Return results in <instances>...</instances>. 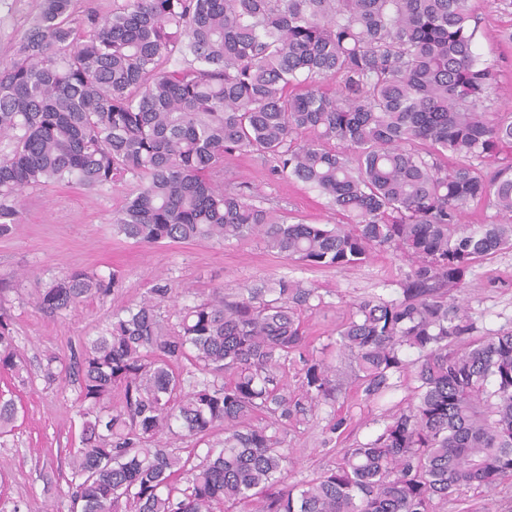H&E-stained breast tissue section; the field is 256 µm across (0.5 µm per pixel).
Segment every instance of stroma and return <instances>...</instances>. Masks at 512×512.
<instances>
[{
    "instance_id": "35a3bbf8",
    "label": "stroma",
    "mask_w": 512,
    "mask_h": 512,
    "mask_svg": "<svg viewBox=\"0 0 512 512\" xmlns=\"http://www.w3.org/2000/svg\"><path fill=\"white\" fill-rule=\"evenodd\" d=\"M41 2L0 0V62L10 60ZM478 6V50L495 75L489 108L512 112V45L496 38L498 30L512 29V9L500 8L496 0H478ZM224 174L287 208L296 221H347L318 191L274 173L271 162L262 157L226 156ZM126 193L122 186L89 191L76 184L26 189L22 224L16 233L0 237V316L11 320L17 352L30 369L23 382L0 370V391L18 408L14 431L0 438V474L6 477L0 486V512H11L16 505L21 512H70L64 477L66 451L79 445V388L68 379L47 381L41 368L49 354L69 360L73 351L105 329L116 309L165 286L171 293L161 312L174 322L183 307L207 297L213 288L234 293L259 279L285 275L315 287L327 304L323 311L303 316L306 332L319 348L328 343L355 300L370 294L399 297L400 282L411 268L407 255L390 250L374 251L362 265L340 269L302 265L266 251L255 240L136 244L112 226ZM74 269L117 272L123 287L58 315L40 312L33 303L36 289ZM452 294L466 307L475 335L512 326V250L476 263ZM411 387L410 380L400 379L396 391L375 403L350 388L335 406L319 407L307 425L288 433L293 450L289 481L311 479L335 462L336 448L371 437L379 428L381 409L406 407ZM334 414L346 417L347 428L329 448L322 441Z\"/></svg>"
}]
</instances>
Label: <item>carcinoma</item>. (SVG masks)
<instances>
[{"mask_svg":"<svg viewBox=\"0 0 512 512\" xmlns=\"http://www.w3.org/2000/svg\"><path fill=\"white\" fill-rule=\"evenodd\" d=\"M75 2L42 0L0 65V236L22 223L28 188L129 181L112 224L139 244L253 238L310 267L376 249L415 264L401 298L363 297L336 327L340 370L304 334L323 297L286 275L216 288L172 325L169 289L154 288L68 365L46 357L47 379L60 368L79 385L71 512H442L463 487L512 488V327L468 341L472 319L448 297L476 260L512 249V223L461 222L476 199L512 218V162L481 167L512 147V112L486 106L477 0H127L79 18ZM232 152L273 162L349 222H292L224 178ZM120 288L115 273L74 270L34 303L56 315ZM0 369L28 372L1 319ZM401 373L413 403L288 482V427L347 380L370 402ZM16 421L0 396V437ZM171 435L207 450L185 455Z\"/></svg>","mask_w":512,"mask_h":512,"instance_id":"obj_1","label":"carcinoma"}]
</instances>
